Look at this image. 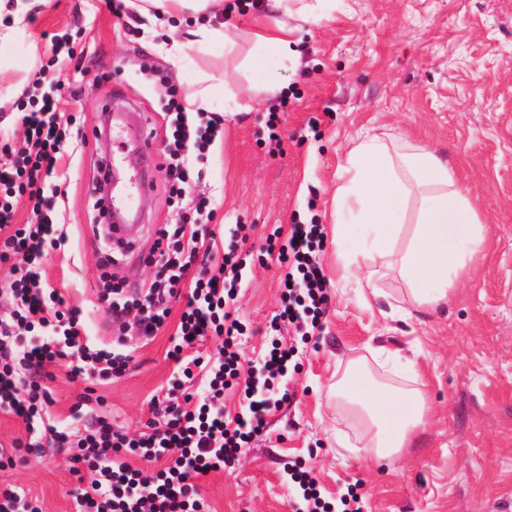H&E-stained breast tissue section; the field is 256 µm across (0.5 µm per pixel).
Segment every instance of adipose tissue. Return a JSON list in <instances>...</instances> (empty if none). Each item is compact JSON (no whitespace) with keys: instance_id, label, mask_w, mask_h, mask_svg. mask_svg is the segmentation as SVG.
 Returning a JSON list of instances; mask_svg holds the SVG:
<instances>
[{"instance_id":"ef3b65f1","label":"adipose tissue","mask_w":512,"mask_h":512,"mask_svg":"<svg viewBox=\"0 0 512 512\" xmlns=\"http://www.w3.org/2000/svg\"><path fill=\"white\" fill-rule=\"evenodd\" d=\"M223 9V0H144L141 7L146 15L191 19L193 42L203 48L233 45V38L213 23ZM321 12L316 0H272L270 12L255 18L253 36L267 53L288 56L292 21L314 22ZM346 171L347 181L336 189L334 219L341 281L356 282L379 298L369 264L381 259L407 285L411 307L405 317L447 305L487 248L486 226L447 162L426 147L367 133L349 151ZM411 205L416 222L409 227L404 218ZM371 360L385 380L370 373ZM420 382L416 361L374 349L348 365L328 386L326 398L360 427L366 458H390L411 445L429 417L428 395Z\"/></svg>"}]
</instances>
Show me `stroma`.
Here are the masks:
<instances>
[{
	"label": "stroma",
	"mask_w": 512,
	"mask_h": 512,
	"mask_svg": "<svg viewBox=\"0 0 512 512\" xmlns=\"http://www.w3.org/2000/svg\"><path fill=\"white\" fill-rule=\"evenodd\" d=\"M248 22V13L233 12L234 47L201 52L186 24L150 23L132 4L117 15L106 0H35L24 30L0 52V142L24 145L12 114L25 88L46 93L60 80L76 87L62 102L72 141L50 180L68 241L48 252L44 278L82 307L88 336L104 343L113 328L98 301L102 255H111L106 270L115 280L151 282L144 260L173 214L163 167L167 94L186 93L167 51L183 44L201 71L224 83L210 105L223 129L197 190L214 200L213 223L246 227L248 267L235 303L247 327L246 365L260 362L279 307L284 271L261 253L267 235L311 222L328 232L319 254L330 284L322 330L300 345L283 384L291 400L269 416L267 435L233 467L201 480L210 512H291L283 470L291 460L313 468L329 498L360 486L362 512H504L512 506V0H329L320 21L295 31L292 55L269 59L274 94L252 79ZM280 102L272 141L265 122ZM366 130L445 153L487 228L485 260L447 307L410 320L399 315L408 300L398 275L379 280L385 296L368 308L338 281L333 196ZM105 157L118 173L111 187L100 173ZM114 200L136 219L126 247L101 222ZM186 302L174 298L165 331L99 387L114 425L146 430L149 400L175 369L167 352ZM369 346L418 361L431 412L401 456L362 467L336 443L337 433L353 441L359 433L326 405L325 390ZM71 468L53 449L26 456L0 470V489L29 490L44 512H74Z\"/></svg>",
	"instance_id": "35a3bbf8"
}]
</instances>
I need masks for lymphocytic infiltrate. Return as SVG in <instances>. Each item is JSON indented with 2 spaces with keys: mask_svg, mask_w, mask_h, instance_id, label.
I'll use <instances>...</instances> for the list:
<instances>
[{
  "mask_svg": "<svg viewBox=\"0 0 512 512\" xmlns=\"http://www.w3.org/2000/svg\"><path fill=\"white\" fill-rule=\"evenodd\" d=\"M30 105L17 117L23 147L0 146V264L8 268L9 305L8 315L0 316V413L21 419L26 431L10 445L0 444V468L12 466L19 454L39 456L55 448L88 474L75 497V512H208L200 479L233 465L245 445L265 434L269 415L285 401L278 388L297 348L273 340L259 366L243 369L238 338L244 325L230 311L246 269L236 244L243 227H231L227 248L216 254V233L205 222L214 210L204 195L191 207L178 208L172 223L160 229L147 258L154 276L145 291L102 274L99 300L118 334L111 345L96 346L86 334L82 309L42 275L47 249L68 240L56 220L55 199L45 195L44 186L71 137V120L49 95ZM167 115L170 190L181 197L200 182L203 172L193 160L214 143L221 120L205 112L188 116L174 100L167 103ZM17 194L28 195L35 223H15ZM325 237L323 225L295 224L285 241L268 238L267 254L275 255L285 271L272 329L291 324L304 337L321 329L330 302L319 258ZM185 287L190 298L169 352L178 370L164 396L151 398L147 431L132 435L114 426L105 398L88 392L79 395L70 420L52 415L53 367L65 362L72 376L101 383L122 376L133 341L157 335L171 313V298ZM211 337L219 341L216 352L200 355L199 345ZM237 380L244 383L246 404L229 420L224 391ZM284 470L292 512H362L357 493L335 504L322 495L312 469L291 461Z\"/></svg>",
  "mask_w": 512,
  "mask_h": 512,
  "instance_id": "f902f5d3",
  "label": "lymphocytic infiltrate"
}]
</instances>
